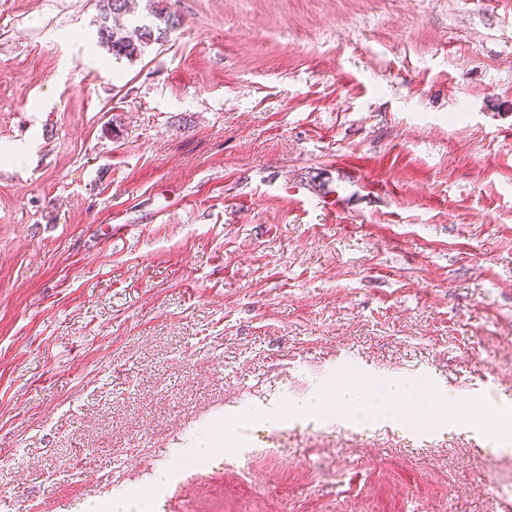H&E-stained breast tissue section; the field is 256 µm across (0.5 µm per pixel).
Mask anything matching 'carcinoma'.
Masks as SVG:
<instances>
[{"label": "carcinoma", "instance_id": "cac0c4a2", "mask_svg": "<svg viewBox=\"0 0 512 512\" xmlns=\"http://www.w3.org/2000/svg\"><path fill=\"white\" fill-rule=\"evenodd\" d=\"M97 7L101 16L99 38L117 59L124 57L132 60L143 55L149 46L166 42L171 31L180 24L175 13L152 5V0H146L147 14L151 20L131 29L112 26L109 21L114 15L136 16L137 0H97Z\"/></svg>", "mask_w": 512, "mask_h": 512}]
</instances>
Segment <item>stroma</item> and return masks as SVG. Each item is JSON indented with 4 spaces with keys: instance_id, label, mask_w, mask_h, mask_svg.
<instances>
[{
    "instance_id": "obj_1",
    "label": "stroma",
    "mask_w": 512,
    "mask_h": 512,
    "mask_svg": "<svg viewBox=\"0 0 512 512\" xmlns=\"http://www.w3.org/2000/svg\"><path fill=\"white\" fill-rule=\"evenodd\" d=\"M170 2L0 0V512H505L512 0ZM338 378L488 423L289 416ZM137 1L139 0H97L96 6L101 16L99 38L109 47L112 56L116 59L124 57L133 60L140 57L152 44L166 42L171 31L180 24L176 13L165 7H159L158 3L156 6H152L155 4L154 1L146 0L147 14L152 17L148 23L135 25L131 29L109 25L112 15L136 17L139 6ZM437 402L442 406V413L448 419L463 421L465 423H481L482 419L469 407L459 403L447 402V398L437 397ZM104 508L105 510H100ZM91 512H148V499L143 495L118 496L112 498L105 505H93L88 507Z\"/></svg>"
}]
</instances>
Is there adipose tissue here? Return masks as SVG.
Returning <instances> with one entry per match:
<instances>
[{"instance_id":"adipose-tissue-1","label":"adipose tissue","mask_w":512,"mask_h":512,"mask_svg":"<svg viewBox=\"0 0 512 512\" xmlns=\"http://www.w3.org/2000/svg\"><path fill=\"white\" fill-rule=\"evenodd\" d=\"M419 391L411 379L394 380L380 387L365 380H338L322 386L308 399L291 407L295 416L315 415L333 404L347 410L352 418L363 422L393 420L402 414V407Z\"/></svg>"}]
</instances>
